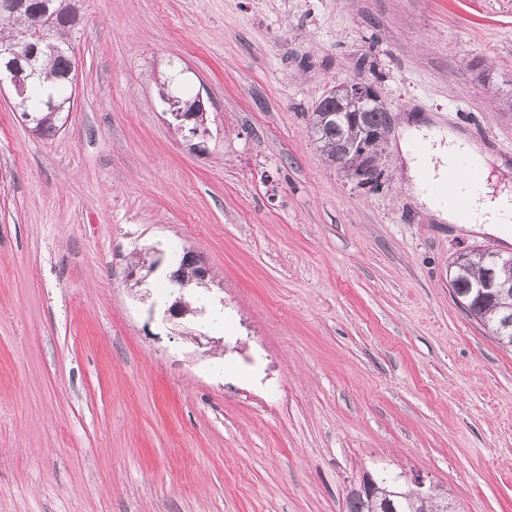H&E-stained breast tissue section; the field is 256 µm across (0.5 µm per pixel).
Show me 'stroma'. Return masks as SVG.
I'll use <instances>...</instances> for the list:
<instances>
[{
  "label": "stroma",
  "mask_w": 512,
  "mask_h": 512,
  "mask_svg": "<svg viewBox=\"0 0 512 512\" xmlns=\"http://www.w3.org/2000/svg\"><path fill=\"white\" fill-rule=\"evenodd\" d=\"M77 7L63 128L0 89V512H346L380 468L512 512V348L450 285L512 242L421 208L399 150L421 122L512 169V0ZM175 75L204 151L157 96ZM357 78L393 117L375 188L308 135ZM175 249L210 303L169 319ZM168 106L167 112L177 123L179 131L184 133L186 139H202L208 136V129L205 125V106L200 94H196L190 100H183L174 95H168L164 99Z\"/></svg>",
  "instance_id": "obj_1"
}]
</instances>
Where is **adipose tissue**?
Wrapping results in <instances>:
<instances>
[{
	"mask_svg": "<svg viewBox=\"0 0 512 512\" xmlns=\"http://www.w3.org/2000/svg\"><path fill=\"white\" fill-rule=\"evenodd\" d=\"M419 142L424 143V150H416ZM399 147L418 203L438 220L512 240V193L494 194L484 188L470 191L469 208L463 212L453 197L438 190L459 158L488 169V158L477 143L450 129L416 124L405 129Z\"/></svg>",
	"mask_w": 512,
	"mask_h": 512,
	"instance_id": "1",
	"label": "adipose tissue"
}]
</instances>
